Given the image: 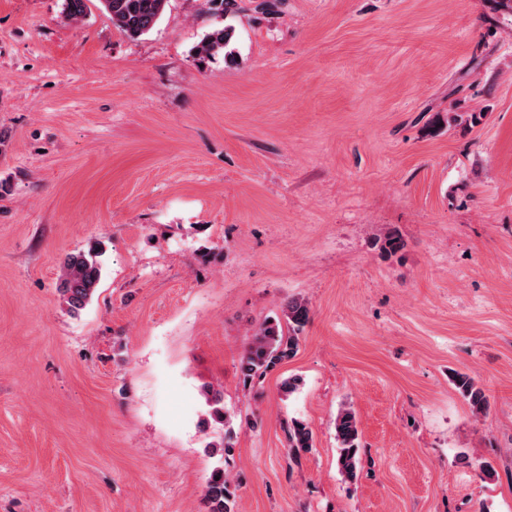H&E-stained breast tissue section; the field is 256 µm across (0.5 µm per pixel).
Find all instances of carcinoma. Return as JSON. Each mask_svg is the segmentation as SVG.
Wrapping results in <instances>:
<instances>
[{
	"label": "carcinoma",
	"mask_w": 512,
	"mask_h": 512,
	"mask_svg": "<svg viewBox=\"0 0 512 512\" xmlns=\"http://www.w3.org/2000/svg\"><path fill=\"white\" fill-rule=\"evenodd\" d=\"M169 0H101L113 26L129 38H138L150 33L161 21ZM215 15L228 16L239 11L237 0H208ZM86 0H63L62 16L70 23L82 21L86 14ZM233 29L229 26L212 29L195 47V56L205 62L220 54L232 57L228 46ZM101 279L99 249L69 254L62 262L58 291L71 312L85 308L93 299ZM309 303L291 299L282 308L281 314L262 319L254 327L251 340L240 359L239 372L244 384L251 385L261 380L267 372L281 362L293 357L299 348L300 334L310 321ZM459 393L466 399L475 415L485 413L488 398L483 388L467 373L457 372L453 379ZM211 417L219 424H229L230 415L224 410L222 397L211 394L209 398ZM288 456L296 462L301 454L314 448L311 429L302 421L292 420L285 430ZM336 440L339 445L337 465L345 480L355 481L359 465V426L354 410L344 407L336 416ZM204 501L208 512H238L236 486L216 466L207 481Z\"/></svg>",
	"instance_id": "obj_1"
}]
</instances>
